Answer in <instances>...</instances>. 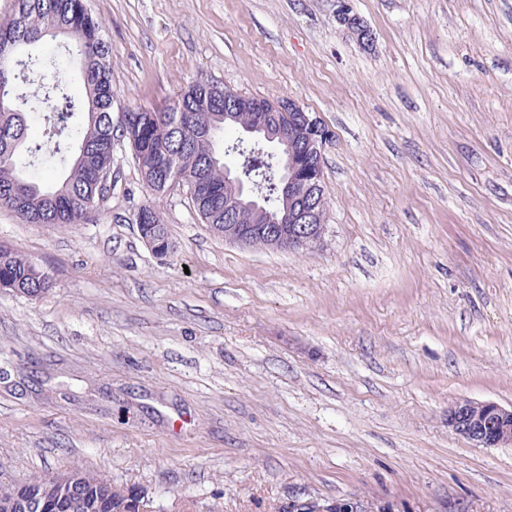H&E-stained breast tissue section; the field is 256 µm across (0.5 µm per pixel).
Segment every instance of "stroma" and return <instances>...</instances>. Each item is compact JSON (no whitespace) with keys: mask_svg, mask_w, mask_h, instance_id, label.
I'll return each mask as SVG.
<instances>
[{"mask_svg":"<svg viewBox=\"0 0 512 512\" xmlns=\"http://www.w3.org/2000/svg\"><path fill=\"white\" fill-rule=\"evenodd\" d=\"M89 0L113 110L196 80L290 98L332 132L322 244L241 249L182 190L147 200L114 141L112 193L73 230L0 209L47 268L0 291V482L72 466L152 512H512V446L448 429L459 399L512 406V0ZM336 22L358 42H362L366 26L359 16L352 13L346 0H336ZM140 208L143 218L138 222L135 214L134 222L138 226L141 239L151 246L156 256H169L174 249V245L169 237L167 224H164L161 213L153 204L148 202L142 204ZM155 245H158V248H154ZM290 512H391L385 507H376L372 502L358 499L336 501L330 505H321L317 501H290L288 503Z\"/></svg>","mask_w":512,"mask_h":512,"instance_id":"35a3bbf8","label":"stroma"}]
</instances>
